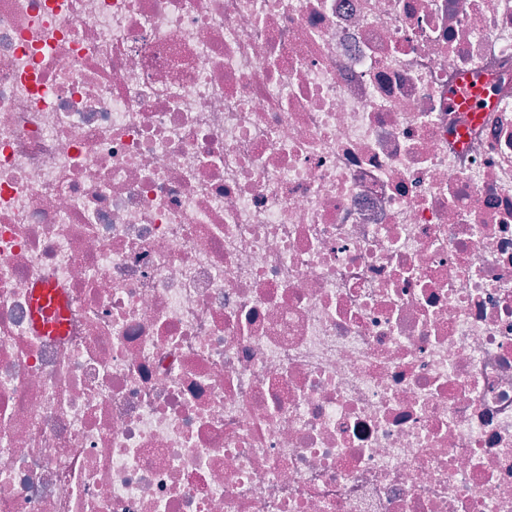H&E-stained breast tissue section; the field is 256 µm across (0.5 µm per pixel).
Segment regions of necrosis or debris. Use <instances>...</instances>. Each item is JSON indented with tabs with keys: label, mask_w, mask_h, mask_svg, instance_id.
I'll use <instances>...</instances> for the list:
<instances>
[{
	"label": "necrosis or debris",
	"mask_w": 512,
	"mask_h": 512,
	"mask_svg": "<svg viewBox=\"0 0 512 512\" xmlns=\"http://www.w3.org/2000/svg\"><path fill=\"white\" fill-rule=\"evenodd\" d=\"M0 512H512V0H0ZM62 296L59 288H35L32 298L33 326L42 335L57 336L63 330L59 312Z\"/></svg>",
	"instance_id": "4bbe7bcc"
}]
</instances>
